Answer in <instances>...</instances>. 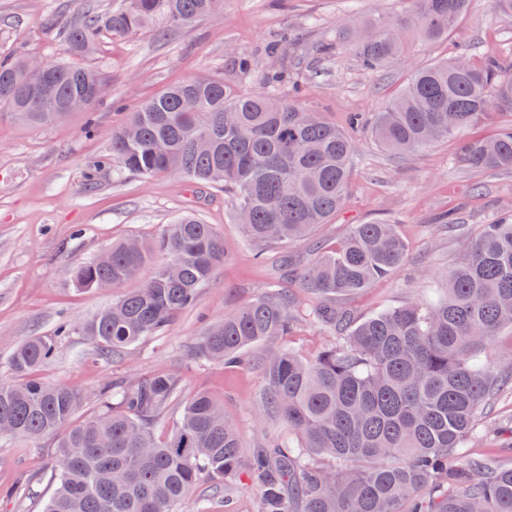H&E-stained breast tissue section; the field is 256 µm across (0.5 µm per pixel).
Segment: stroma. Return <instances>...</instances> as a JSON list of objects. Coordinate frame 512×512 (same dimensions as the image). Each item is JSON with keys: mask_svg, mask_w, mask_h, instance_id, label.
<instances>
[{"mask_svg": "<svg viewBox=\"0 0 512 512\" xmlns=\"http://www.w3.org/2000/svg\"><path fill=\"white\" fill-rule=\"evenodd\" d=\"M119 0H0V58L28 54L43 60L68 58L65 36L84 8L107 13ZM411 0H224L221 15L174 27L156 19L149 31L103 38L98 51L83 58L103 72L108 88L89 111L64 121L32 126L0 117V380L11 379L9 359L24 341L49 336L61 321L73 330L62 337L55 357L42 367L46 381L76 388L83 396L80 415L96 412L100 390L113 380L177 373L181 396L204 390L224 404L245 447L276 435L273 421L259 423L264 377L259 344L246 350L238 366L196 358L192 349L210 325L273 288L295 291V276L317 248L337 246L354 224L383 221L397 225L408 246L402 267L339 307L359 319L410 300L434 296L437 272L461 253L464 241L449 224L470 230L495 223L512 209V171L464 167L456 139L411 154L381 149L367 130L353 131L355 152L343 208L306 239L270 251L258 261L235 218L232 194L186 180L118 174L99 161L111 151L112 132L128 112L165 87L181 81L220 77L239 92H256L260 77L279 74L280 95L297 93L308 109L336 125L351 113L374 112L419 67L465 50L474 61L496 55L512 58V17L493 0H472L469 13L449 39L410 40L404 57L378 71L365 70L342 37L354 20L398 19ZM336 50L322 54L321 45ZM252 61L237 66L238 56ZM92 132H85L86 122ZM194 213L224 238L225 258L197 304L180 313L165 333L147 337L128 352L97 360L80 327L111 305L117 290H81L73 270L112 242L149 238L165 225ZM299 319L282 345L305 356L333 341L332 332L299 297ZM56 441L33 445L0 438V512H42L53 494ZM231 495L198 486L183 512H257L250 469L241 466Z\"/></svg>", "mask_w": 512, "mask_h": 512, "instance_id": "1", "label": "stroma"}]
</instances>
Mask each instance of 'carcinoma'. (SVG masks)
Returning a JSON list of instances; mask_svg holds the SVG:
<instances>
[{
  "label": "carcinoma",
  "mask_w": 512,
  "mask_h": 512,
  "mask_svg": "<svg viewBox=\"0 0 512 512\" xmlns=\"http://www.w3.org/2000/svg\"><path fill=\"white\" fill-rule=\"evenodd\" d=\"M404 18L373 19L349 33L361 65L374 71L404 54L400 35L448 37L471 0H413ZM224 0H120L104 16L86 11L67 33L74 56L93 53L102 34L130 36L154 18L175 27L215 15ZM47 94L27 58L0 59V106L11 119L45 125L67 118L69 103L105 85L104 73L46 62ZM495 122L489 139H466L473 124ZM375 141L411 153L460 139V163L512 171V59L467 54L414 71L401 91L370 118ZM354 140L297 99L269 91L239 94L221 78L173 85L129 113L112 131L109 161L120 174L176 176L229 191L246 236L290 243L310 235L342 209ZM161 254L158 264L153 256ZM407 245L394 224H353L345 239L319 253L300 288L339 340L313 359L276 346L297 313L280 289L216 320L197 342L205 360L232 364L258 343L265 386L261 405L284 435L251 450L257 512H512V465L460 455L478 435L495 396L512 390V362L496 370L484 355L512 329V213L485 224L462 257L441 274L434 301L389 308L352 322L328 303L354 295L402 265ZM224 261V238L185 214L151 240L125 239L74 270L77 287L142 285L82 324L93 354L109 359L158 336L193 307ZM34 336L12 354L15 380L0 381V437L36 443L56 438L55 491L42 512H182L198 482L229 489L242 462L238 430L207 392L187 399L162 442L153 429L176 400L179 376L156 373L118 380L100 393L96 414L76 420L74 388L42 380L38 369L56 353L57 337Z\"/></svg>",
  "instance_id": "carcinoma-1"
}]
</instances>
